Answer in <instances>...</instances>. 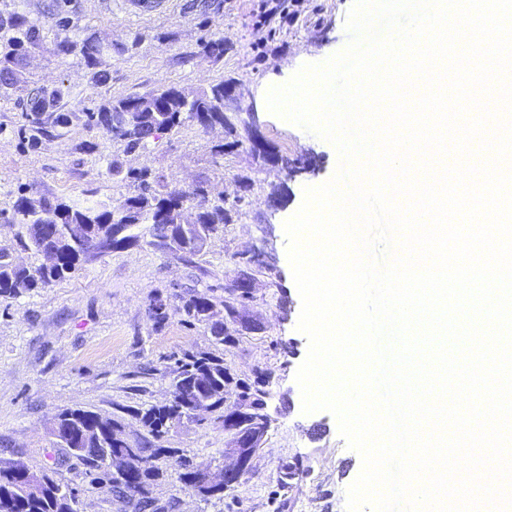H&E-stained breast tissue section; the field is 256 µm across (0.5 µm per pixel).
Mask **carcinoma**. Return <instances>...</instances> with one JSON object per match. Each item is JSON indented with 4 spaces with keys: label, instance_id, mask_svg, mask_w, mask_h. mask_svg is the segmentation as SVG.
<instances>
[{
    "label": "carcinoma",
    "instance_id": "obj_1",
    "mask_svg": "<svg viewBox=\"0 0 512 512\" xmlns=\"http://www.w3.org/2000/svg\"><path fill=\"white\" fill-rule=\"evenodd\" d=\"M12 30L11 37L0 51V88L13 85V65L28 49L41 43L39 27L20 15L0 19V28ZM208 57L220 58L231 49L222 37L211 38L202 44ZM235 85L232 79L221 80L188 97L175 87H167L147 95L126 97L108 102L96 112H57L55 108L65 95L61 86L38 91L37 111L24 112L23 129L28 132L31 147L44 140L64 135L69 125L81 118L95 126L108 138L121 142L128 150L146 149L161 135L177 131L188 122L203 130L214 126L224 128V142L215 146V154L224 156L242 146L238 123L224 115V88ZM112 182L129 187L128 195L118 207L110 209L100 202L75 203L61 198H33L20 195L12 207V223L20 226L14 246L40 254L52 250L55 262L50 267L18 266L12 262L8 249L0 247V296L15 295L19 290L47 288L63 281L92 260L89 249L97 239L105 240L111 253L141 242L135 229L149 225L146 244L163 254H171L186 266L200 271L193 284L178 295L179 304L173 308L162 304V296L153 297L149 315L161 328L170 313L178 314L188 325L207 326L216 345L232 342L229 325L241 319L235 302L249 298V291L235 287L229 291L232 299L214 295V286L203 281L209 275L200 263L206 248L233 223L234 207L226 200L209 194L207 181L200 180L190 189L168 184L154 170L126 169L122 162L112 160L108 165ZM174 398L170 404L148 409H135L133 414L150 428L152 436L162 437L166 421L195 419L192 409L202 400L209 402L212 411L224 412L230 396L235 405H253L259 399V382L246 383L235 378L224 358L211 351L185 352L176 359L174 368ZM118 429L115 419L104 418L88 410H70L54 419L51 434L57 446L79 449L73 458L94 471L110 477L118 502L135 512L150 509L165 512V507L149 497L148 486L158 480L160 472L155 458L170 453L166 448H150L143 441L138 454L143 462L136 490L130 491L112 468L125 457L129 444L116 442L112 434ZM39 495L22 498L18 494L24 481L13 466H0V512H77V496L48 474Z\"/></svg>",
    "mask_w": 512,
    "mask_h": 512
}]
</instances>
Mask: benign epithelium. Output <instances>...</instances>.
<instances>
[{"label": "benign epithelium", "instance_id": "1", "mask_svg": "<svg viewBox=\"0 0 512 512\" xmlns=\"http://www.w3.org/2000/svg\"><path fill=\"white\" fill-rule=\"evenodd\" d=\"M224 111L243 118V123L251 134L257 132V109L248 92L241 88L224 96ZM282 164L289 177L315 171L312 153L302 158L284 159ZM270 424L266 412V401L259 403L249 412H234L224 415V433L232 437L234 463L213 475L208 471L196 470L194 482L198 485H218L228 487L238 482L249 470L258 450L262 447Z\"/></svg>", "mask_w": 512, "mask_h": 512}]
</instances>
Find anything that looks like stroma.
Listing matches in <instances>:
<instances>
[{"instance_id": "obj_1", "label": "stroma", "mask_w": 512, "mask_h": 512, "mask_svg": "<svg viewBox=\"0 0 512 512\" xmlns=\"http://www.w3.org/2000/svg\"><path fill=\"white\" fill-rule=\"evenodd\" d=\"M263 1L276 9L281 0H0L1 16L22 13L42 34L40 46L20 58L16 83L0 94V245L14 243L18 227L8 218L22 191L119 206L127 189L107 174L114 156L124 167L151 168L183 188L206 179L212 193L229 201L239 192V177L253 184L202 264L227 284L237 273L232 255L258 247L272 258V268L256 274L250 298L237 305L253 329L238 332L223 350L235 378L264 380L270 427L249 473L205 498L179 480L176 460L219 472L231 461V439L214 412L172 425L161 444L174 454L158 459L162 476L150 487L165 512H347V489L362 470L335 416L303 411L296 374L309 339L297 328L302 299L284 228L306 188L333 177L337 150L270 112L264 93L268 83H288L304 65L324 63L347 46L355 0H282L284 12L269 19L258 10ZM218 36L231 50L218 60L203 55L202 41ZM63 41L69 52H60ZM87 44L96 48L90 64L83 57ZM99 71L105 83L95 81ZM229 78L254 96L264 155L245 145L214 156L223 131L193 123L131 152L81 121L34 150L17 134L22 113L43 87L64 86L59 111L81 113L169 86L191 94ZM307 151L319 160L316 172L288 177L282 159ZM192 273L142 244L94 259L50 287L0 296V464L52 475L75 491L78 512H119L110 482L92 479L54 447L52 423L62 411L82 409L117 420L129 443L149 438L133 409L169 402L174 356L214 348L206 326H187L174 315L158 329L149 318L151 296L178 304L176 288Z\"/></svg>"}]
</instances>
